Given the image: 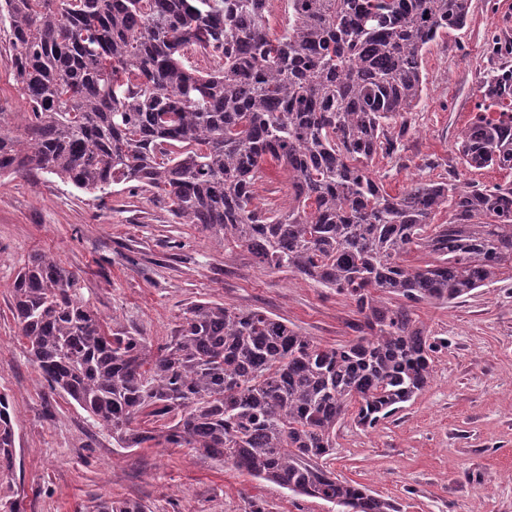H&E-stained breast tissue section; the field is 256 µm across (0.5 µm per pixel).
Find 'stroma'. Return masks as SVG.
Instances as JSON below:
<instances>
[{"instance_id": "35a3bbf8", "label": "stroma", "mask_w": 512, "mask_h": 512, "mask_svg": "<svg viewBox=\"0 0 512 512\" xmlns=\"http://www.w3.org/2000/svg\"><path fill=\"white\" fill-rule=\"evenodd\" d=\"M492 31L512 37V0H471L467 26L426 51L425 88L403 150L371 163L390 193L460 171L481 184L504 181L496 169L465 170L455 146L496 63L486 42ZM13 84L0 30V110L17 128L27 107ZM256 202L285 210L287 171L267 166ZM41 253L78 276L84 302L102 319L144 337L154 352L197 301L266 311L326 345L355 338L360 320L335 291L271 272L246 249L225 250L178 223L151 192L118 186L101 201L56 178L0 177V393L15 416L21 512H85L100 499L136 502L144 512H331L322 500L295 497L187 448L121 449L109 429L51 393L12 314L17 272ZM413 312L443 343L431 382L376 430L344 419L330 467L400 512H512V280Z\"/></svg>"}]
</instances>
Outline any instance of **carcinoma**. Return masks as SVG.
Instances as JSON below:
<instances>
[{"instance_id":"cac0c4a2","label":"carcinoma","mask_w":512,"mask_h":512,"mask_svg":"<svg viewBox=\"0 0 512 512\" xmlns=\"http://www.w3.org/2000/svg\"><path fill=\"white\" fill-rule=\"evenodd\" d=\"M0 0L23 126L0 112V176H51L100 198L135 182L174 216L266 268L344 296L360 335L315 342L259 309L201 301L156 354L103 321L47 255L13 284V315L48 388L121 448H190L338 512H399L327 460L346 415L377 429L430 382L437 343L413 317L512 279V180L452 173L386 190L369 163L398 154L424 89V52L466 27L470 0ZM456 148L512 171V41ZM222 61L202 72L195 56ZM288 170V209L255 203L264 165ZM448 223L436 224L441 211ZM432 261L416 265L411 253ZM15 430L0 394V512H20ZM92 512H144L101 500Z\"/></svg>"}]
</instances>
